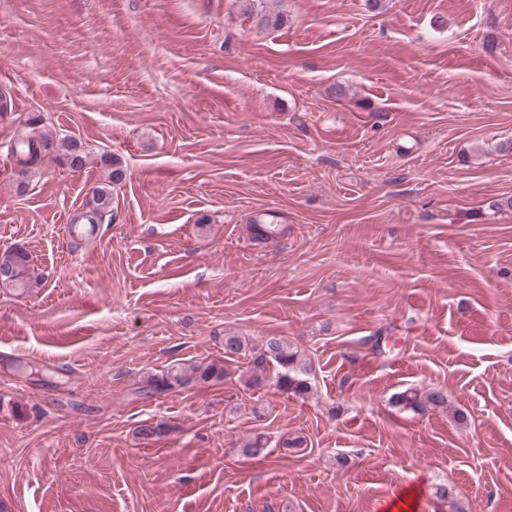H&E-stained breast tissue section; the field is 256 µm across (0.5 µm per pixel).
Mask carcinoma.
Here are the masks:
<instances>
[{"instance_id": "carcinoma-1", "label": "carcinoma", "mask_w": 512, "mask_h": 512, "mask_svg": "<svg viewBox=\"0 0 512 512\" xmlns=\"http://www.w3.org/2000/svg\"><path fill=\"white\" fill-rule=\"evenodd\" d=\"M241 10L249 17L255 18L259 26L279 27L283 16L280 14L262 13L257 11L256 0H240ZM46 147L43 133L31 131L27 140L21 142L13 150L17 162L23 168H33L42 163V150ZM61 151L66 157L70 168L79 170L84 166L85 153L75 139H65L60 144ZM112 195L106 188H96L92 195V210L83 213L85 223L89 228L102 222L103 217L110 212ZM39 282V276L31 264L29 254L23 249H14L0 255V288L24 291ZM246 346L241 337L234 334L224 335V358L229 359L241 355ZM311 367L303 361L299 351L294 349L281 336H268L260 346L251 349L247 372V386L260 390L273 382L275 389L296 397H305L311 392L309 381ZM224 366L212 362L206 366H181L174 364L166 372L148 374L140 381L139 392L144 395H161L177 387H182L193 378L201 380L224 377ZM391 401L403 410L425 413L428 410L448 408V393L441 387L428 389H407L394 394ZM269 439L266 434L259 432L251 436L242 446L241 451L246 456L259 457L265 454ZM435 497L449 505L450 512H465L455 498L453 489L446 485L437 487Z\"/></svg>"}]
</instances>
